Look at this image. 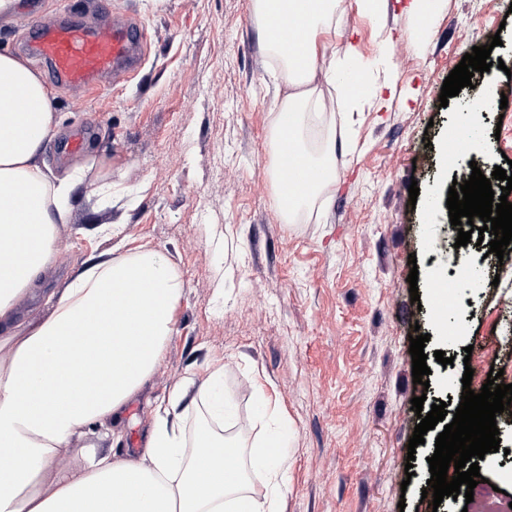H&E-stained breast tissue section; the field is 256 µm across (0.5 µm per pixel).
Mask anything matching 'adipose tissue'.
<instances>
[{
    "instance_id": "ef3b65f1",
    "label": "adipose tissue",
    "mask_w": 512,
    "mask_h": 512,
    "mask_svg": "<svg viewBox=\"0 0 512 512\" xmlns=\"http://www.w3.org/2000/svg\"><path fill=\"white\" fill-rule=\"evenodd\" d=\"M260 19L279 17L293 42L264 39L288 85L272 141L291 132L310 172L294 185L291 219L336 176V130L321 131L317 154L303 147L307 113L335 111L324 97L340 68L357 60L355 46L331 51L329 35L347 0H253ZM57 125L50 90L16 55L0 53V512H280L285 471L278 455L289 433L277 426L247 451L220 434L235 409L221 372L196 391L180 387L155 410L138 461L93 457L81 470L58 467L73 441L97 422L120 417L155 369L175 329L182 283L160 251L140 248L89 264L65 291L49 296L52 311L37 322L17 321V300L51 266L55 227L69 211L76 180H50L37 159ZM201 409L205 426L194 444L178 428L183 401ZM265 473L269 489L255 496L250 471Z\"/></svg>"
}]
</instances>
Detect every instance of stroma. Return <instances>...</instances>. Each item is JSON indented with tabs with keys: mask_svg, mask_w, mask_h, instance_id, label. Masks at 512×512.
Instances as JSON below:
<instances>
[{
	"mask_svg": "<svg viewBox=\"0 0 512 512\" xmlns=\"http://www.w3.org/2000/svg\"><path fill=\"white\" fill-rule=\"evenodd\" d=\"M408 2L384 0L373 18L351 0L335 46L355 44L371 61L368 80L384 86L383 99L364 95L353 111L337 113L336 180L293 224L282 222L271 184L270 132L284 86L260 41L253 0H23L11 20H0V52L16 55L34 16L68 13L94 27L121 11L146 26L145 60L128 82L105 79L89 95L37 70L59 120L41 165L84 176L58 227L55 261L18 316L47 317V296L86 261L138 245L168 256L183 286L175 331L121 427L91 425L61 471L92 455L138 458L156 403L220 369L238 411L224 436L250 447L273 428L254 413L261 395L293 433L282 451V512H477L484 502L512 512V417L497 423L501 449L480 461L483 481L470 504L447 496L436 507L422 496L435 431L407 449L419 423L412 398L458 407L468 368L472 390L493 367L512 384V288L486 279L461 289L452 337L440 335L433 317L435 280L458 264L448 245L447 144L463 104L458 95L441 105L439 95L465 53L500 36L491 56L505 66L478 82L509 105L481 116L492 149L469 157L489 173L512 160V0H434L424 19L407 12ZM77 129L86 133L83 146L65 156L59 143ZM106 178L108 205L90 194ZM104 224L111 233H101ZM417 330L430 337L424 386L412 378L409 337ZM437 350L452 366L435 360Z\"/></svg>",
	"mask_w": 512,
	"mask_h": 512,
	"instance_id": "1",
	"label": "stroma"
}]
</instances>
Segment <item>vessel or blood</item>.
<instances>
[{
	"mask_svg": "<svg viewBox=\"0 0 512 512\" xmlns=\"http://www.w3.org/2000/svg\"><path fill=\"white\" fill-rule=\"evenodd\" d=\"M28 26V55L46 64L55 80L71 87L90 91L108 77L123 81L141 65L143 27L128 17L117 15L96 27L73 18L50 24L32 19ZM283 159L279 175L281 188L287 191L308 173L291 150H284Z\"/></svg>",
	"mask_w": 512,
	"mask_h": 512,
	"instance_id": "b4317fda",
	"label": "vessel or blood"
}]
</instances>
